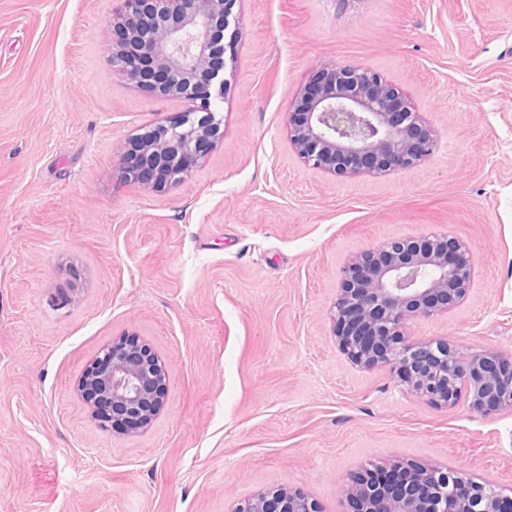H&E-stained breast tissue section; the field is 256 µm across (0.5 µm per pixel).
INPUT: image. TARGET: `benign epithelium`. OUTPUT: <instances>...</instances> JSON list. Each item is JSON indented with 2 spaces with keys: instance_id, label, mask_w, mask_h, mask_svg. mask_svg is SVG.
I'll return each mask as SVG.
<instances>
[{
  "instance_id": "obj_1",
  "label": "benign epithelium",
  "mask_w": 512,
  "mask_h": 512,
  "mask_svg": "<svg viewBox=\"0 0 512 512\" xmlns=\"http://www.w3.org/2000/svg\"><path fill=\"white\" fill-rule=\"evenodd\" d=\"M112 27V71L183 104L146 141V167L179 184L212 147L224 97V30L236 0H121ZM289 114L290 138L314 168L343 176L403 171L432 154L431 130L409 102L368 70L336 65L319 73ZM473 268L465 247L442 234L392 240L357 257L336 299V339L356 364L392 366L397 386L440 405L467 399L480 414L512 409V354L463 349L445 340L410 343L407 326L462 299ZM169 375L144 344L116 342L87 370L80 392L106 430L147 428L167 395ZM379 486L358 477L343 489L347 512H512V490L458 470L393 463ZM234 512H317L286 487L244 500Z\"/></svg>"
}]
</instances>
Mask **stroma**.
<instances>
[{
	"label": "stroma",
	"mask_w": 512,
	"mask_h": 512,
	"mask_svg": "<svg viewBox=\"0 0 512 512\" xmlns=\"http://www.w3.org/2000/svg\"><path fill=\"white\" fill-rule=\"evenodd\" d=\"M119 0H0V512H232L263 488L345 512L343 484L394 460L512 486V409L402 393L338 348L349 261L446 234L467 299L415 341L512 353V0H236L222 136L179 185L124 169L179 106L112 72ZM398 88L436 135L409 170L312 169L287 115L322 68ZM137 338L165 364L136 436L77 391Z\"/></svg>",
	"instance_id": "35a3bbf8"
}]
</instances>
